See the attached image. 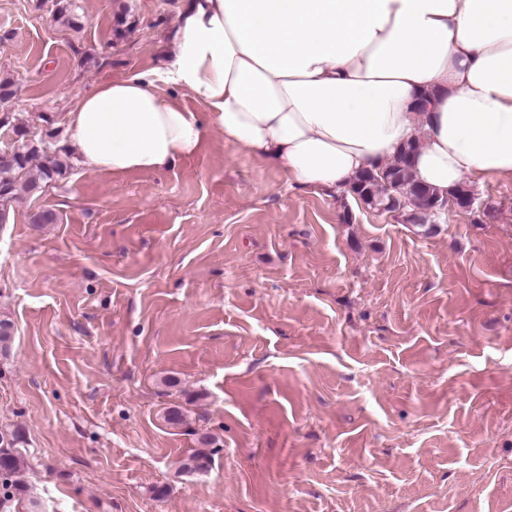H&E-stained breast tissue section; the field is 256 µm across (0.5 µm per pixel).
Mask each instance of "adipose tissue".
<instances>
[{"mask_svg":"<svg viewBox=\"0 0 512 512\" xmlns=\"http://www.w3.org/2000/svg\"><path fill=\"white\" fill-rule=\"evenodd\" d=\"M67 122L112 175L171 168L216 132L301 189L343 194L415 138L414 176L441 194L512 179V0H189L164 67L98 85ZM158 92L163 96L175 97L182 106L186 107L192 112H205L206 107L196 101L186 90L177 88L171 84L163 81L157 84Z\"/></svg>","mask_w":512,"mask_h":512,"instance_id":"obj_1","label":"adipose tissue"}]
</instances>
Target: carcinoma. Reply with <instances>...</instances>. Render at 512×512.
I'll return each mask as SVG.
<instances>
[{"mask_svg":"<svg viewBox=\"0 0 512 512\" xmlns=\"http://www.w3.org/2000/svg\"><path fill=\"white\" fill-rule=\"evenodd\" d=\"M75 0H55L54 16L60 24L74 28L78 25ZM9 128L18 136L10 148L11 157H0V195L16 202L41 192L43 186L66 175L71 169L70 155L54 143H45L31 136L25 126L11 124L9 114L0 116V130ZM418 140L406 143L387 164L373 170H364L355 177L348 193L370 208L397 212L407 220L424 226L425 218L408 204V198L419 196L440 198L433 188L418 182L412 172V155ZM23 437L16 431L0 430V512H7L12 504L28 498L30 512H39L37 500L27 497L26 484L21 479L26 461L21 452ZM209 454L202 450L181 462L180 470L190 474H204L209 469Z\"/></svg>","mask_w":512,"mask_h":512,"instance_id":"obj_1","label":"carcinoma"}]
</instances>
